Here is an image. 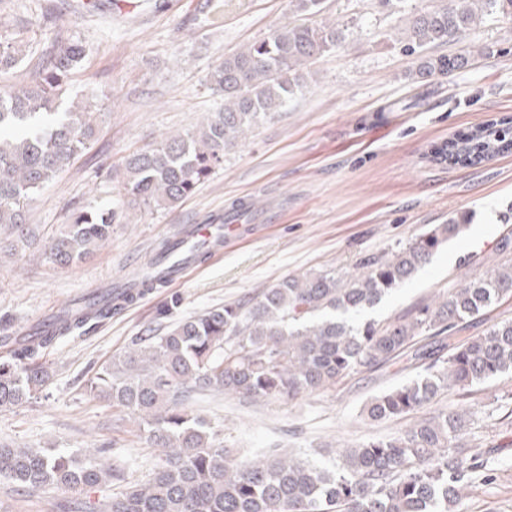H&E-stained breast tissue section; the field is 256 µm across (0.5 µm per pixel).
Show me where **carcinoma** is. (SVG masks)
<instances>
[{"instance_id": "carcinoma-1", "label": "carcinoma", "mask_w": 512, "mask_h": 512, "mask_svg": "<svg viewBox=\"0 0 512 512\" xmlns=\"http://www.w3.org/2000/svg\"><path fill=\"white\" fill-rule=\"evenodd\" d=\"M324 0H292L295 11L317 16ZM512 15V0H446L409 19L403 42L411 53L466 33L485 16ZM346 29L334 23H288L224 59L209 75L224 106L191 130L164 137L126 158L123 189L145 207H172L224 164L271 113L303 87V67L339 47ZM20 34L0 35V72L25 56ZM82 43L58 34L40 68L19 88H0V224L29 235L27 212L56 174L93 141L99 113L89 101L57 111ZM471 53L423 58L419 73L447 75ZM512 152V126L488 123L471 137L442 145L433 160L478 165ZM112 209H81L46 247V258L70 267L105 243ZM464 225L438 224L386 256L360 261L361 271L323 269L289 275L248 304L229 303L179 320L162 334L140 337L139 348L105 362L86 386L90 394L130 411L151 447L161 449L153 476L105 505L107 512H454L477 477L491 481L487 462L469 450L473 412L434 407L453 391L471 403L474 387L512 377V319L489 314L512 300V229L500 234L497 266L442 297L411 305L382 322L362 314L409 281ZM176 258L165 242L151 271ZM122 311L112 297L91 312L67 315L36 342L19 339L0 356V409L27 403L49 376L40 362L61 338ZM485 323L478 334L471 330ZM406 357L417 376L373 395L362 408L371 422L425 417L386 437L342 446L329 469L272 450L237 460L219 434L187 405L217 391L246 399L293 400L327 390L354 373L376 372ZM111 475L91 451L66 453L0 446V477L19 491L47 485L93 488Z\"/></svg>"}]
</instances>
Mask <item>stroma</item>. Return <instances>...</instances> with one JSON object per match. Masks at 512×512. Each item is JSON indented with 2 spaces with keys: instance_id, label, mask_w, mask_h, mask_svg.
Masks as SVG:
<instances>
[{
  "instance_id": "1",
  "label": "stroma",
  "mask_w": 512,
  "mask_h": 512,
  "mask_svg": "<svg viewBox=\"0 0 512 512\" xmlns=\"http://www.w3.org/2000/svg\"><path fill=\"white\" fill-rule=\"evenodd\" d=\"M202 2L134 0L119 10L113 0H99L88 12L83 0H0V17L28 39L26 57L0 75V85L29 81L59 32L62 13L68 34L84 47L66 97L95 95L103 113L90 147L31 204L33 239H18L0 225V336L13 335L49 308L68 306L91 286L137 275L177 225L221 221L240 228L239 235L225 234L222 258L198 261L181 282L150 290L140 304L44 352L47 386L30 403L0 409V444L73 453L101 448L115 474L76 492L47 486L21 493L0 478V512H65L78 498L99 505L148 480L157 449L130 414L85 388L103 362L136 349L146 330L161 335L170 322L248 302L291 274L355 273L362 258L390 253L460 218L466 232L442 245L370 317H396L498 261L494 246L512 214V154L470 167L437 163L430 154L478 125L512 118V18L484 17L462 37L433 46L435 55L470 51L474 57L449 75L422 76L419 57L404 52L399 30L406 17L441 0H325L322 20L346 26L347 39L308 66L304 87L287 106L182 203L118 208L124 158L195 128L223 103L208 84L209 73L273 26L300 19L290 0H224L210 23L199 13ZM89 207L113 209L109 240L71 267L53 265L46 245L73 211ZM173 298L179 304L170 317H158V307ZM414 375L399 359L289 403L213 391L190 408L238 455L279 448L330 467L337 444L401 428L398 420L368 423L360 409L371 395ZM508 391L512 380L503 378L476 388L473 428L495 477L469 488L465 512H512V420L501 406Z\"/></svg>"
}]
</instances>
